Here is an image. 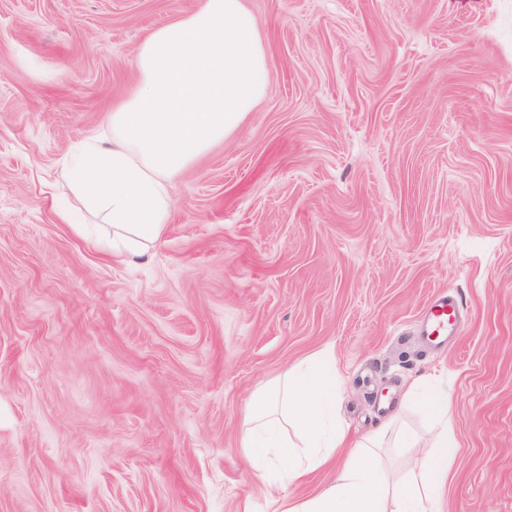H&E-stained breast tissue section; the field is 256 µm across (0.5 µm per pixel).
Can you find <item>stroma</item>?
Returning <instances> with one entry per match:
<instances>
[{
  "label": "stroma",
  "instance_id": "35a3bbf8",
  "mask_svg": "<svg viewBox=\"0 0 512 512\" xmlns=\"http://www.w3.org/2000/svg\"><path fill=\"white\" fill-rule=\"evenodd\" d=\"M198 2L0 0V512H268L245 407L323 351L354 441L447 385L448 512H512V0H247L267 93L131 264L64 162ZM459 310L458 300L450 294L437 298L428 306L423 334L429 343L442 344L458 331Z\"/></svg>",
  "mask_w": 512,
  "mask_h": 512
}]
</instances>
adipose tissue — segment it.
Wrapping results in <instances>:
<instances>
[{"label":"adipose tissue","mask_w":512,"mask_h":512,"mask_svg":"<svg viewBox=\"0 0 512 512\" xmlns=\"http://www.w3.org/2000/svg\"><path fill=\"white\" fill-rule=\"evenodd\" d=\"M136 66L134 94L107 118L110 136L79 142L63 169L69 187L111 224L115 253L130 262L159 239L173 179L263 99L270 58L246 0H200L194 12L143 38ZM342 384L334 359L322 352L247 407L240 446L271 512H445L457 448L447 393L427 387V433L401 430L397 412L352 444L336 423ZM393 433L422 456L382 466L378 450ZM333 464L337 477L319 493H288Z\"/></svg>","instance_id":"ef3b65f1"}]
</instances>
